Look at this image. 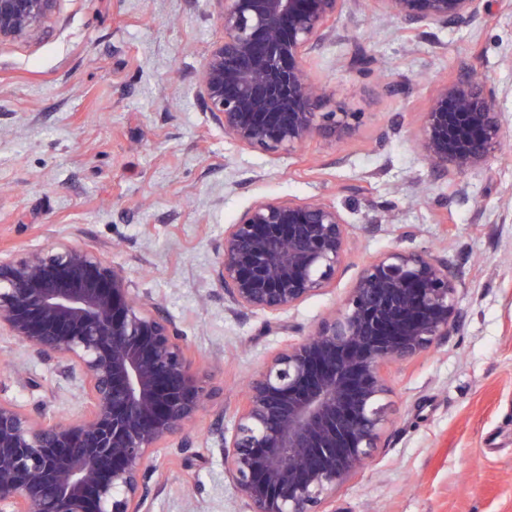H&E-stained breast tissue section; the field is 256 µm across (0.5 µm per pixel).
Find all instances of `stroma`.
<instances>
[{
	"label": "stroma",
	"mask_w": 512,
	"mask_h": 512,
	"mask_svg": "<svg viewBox=\"0 0 512 512\" xmlns=\"http://www.w3.org/2000/svg\"><path fill=\"white\" fill-rule=\"evenodd\" d=\"M484 3L471 25L412 32L371 0H348L305 67L328 106L360 119L289 156L237 146L198 93L224 36L216 0H56L37 29L0 43V260L57 243L102 250L160 303L213 392L188 432L155 449L151 512H248L212 426L232 433L248 381L337 309L368 262L420 249L459 268L460 328L383 366L384 444L326 508L512 512V163L497 151L451 180L415 140L439 87L474 67L499 90L512 145V11ZM282 197L344 215L342 269L280 320L231 312L214 280L224 227ZM0 398L53 420L83 410L77 378L1 335Z\"/></svg>",
	"instance_id": "stroma-1"
}]
</instances>
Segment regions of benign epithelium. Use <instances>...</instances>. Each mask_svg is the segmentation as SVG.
<instances>
[{"instance_id":"benign-epithelium-1","label":"benign epithelium","mask_w":512,"mask_h":512,"mask_svg":"<svg viewBox=\"0 0 512 512\" xmlns=\"http://www.w3.org/2000/svg\"><path fill=\"white\" fill-rule=\"evenodd\" d=\"M224 39L198 73L199 95L243 149L290 153L324 123L357 117L325 101L307 55L336 36L346 0H216ZM417 30L466 26L482 0H371ZM55 0H0V42L37 27ZM502 138L496 92L471 72L442 85L417 132L436 171L483 165ZM348 223L319 200L261 199L224 229L215 279L237 312L278 317L328 288ZM459 275L429 251L366 265L334 314L252 379L231 437L216 428L224 472L249 512H323L387 423L388 363L429 351L459 326ZM0 335L79 375L84 410L64 421L0 399V512H150L147 462L203 410L211 389L161 305L136 294L98 251L59 244L0 261Z\"/></svg>"}]
</instances>
